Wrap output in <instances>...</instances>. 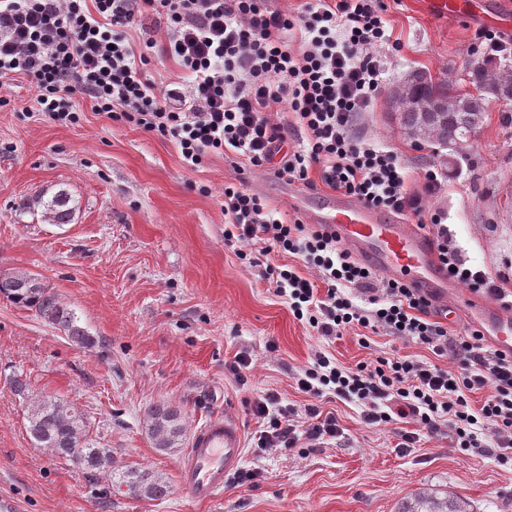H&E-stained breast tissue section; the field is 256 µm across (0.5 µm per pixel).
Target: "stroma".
Masks as SVG:
<instances>
[{"mask_svg":"<svg viewBox=\"0 0 512 512\" xmlns=\"http://www.w3.org/2000/svg\"><path fill=\"white\" fill-rule=\"evenodd\" d=\"M390 53L382 92L356 123L357 135L399 155L409 188L428 165L446 169L448 185L434 205L448 215L453 244L467 266L512 292V125L491 109L459 168L442 147L416 148L391 118L388 95L410 75L462 78L480 25L435 14L428 0H384ZM26 81L0 79V273L41 276L96 340L72 344L32 311L0 301V496L18 512H400L423 491L466 502L471 512H512V471L485 454L455 448L448 425L420 432L401 451L394 425L371 426L353 402L324 394L344 435L288 454L253 447L256 418L244 398L278 393L300 408L309 395L295 374L316 352L352 368L375 356L432 359L425 346L357 329L325 339L298 321L285 298L224 244V187L262 197L288 221L303 211L288 204V183L253 171L243 160L214 155L194 171L183 167L173 140L98 113L74 94L78 124L53 123L33 107ZM67 190L71 223L50 224L21 199ZM276 352H268V343ZM245 353V383L228 367ZM16 373L31 383L15 395ZM53 397L78 409L94 443L112 451V466L164 477L165 498L106 495L105 479L36 447L26 431L35 401ZM177 408L185 438L209 419L234 418L246 448L242 469L254 482L227 480L212 501L186 497L179 483L182 452L155 448L144 429L152 405Z\"/></svg>","mask_w":512,"mask_h":512,"instance_id":"obj_1","label":"stroma"}]
</instances>
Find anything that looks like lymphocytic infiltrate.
<instances>
[{
	"mask_svg": "<svg viewBox=\"0 0 512 512\" xmlns=\"http://www.w3.org/2000/svg\"><path fill=\"white\" fill-rule=\"evenodd\" d=\"M382 12L380 0H298L286 10L268 0H0V78L27 80L37 112L61 125L79 122L72 96L86 94L109 119L173 140L191 171L210 155H232L371 209L427 217L449 279L503 298L483 271L466 267L430 207L447 177L425 169L420 189L409 190L397 153L352 133L356 114L369 110L382 87L380 49L390 42ZM155 17L165 21L163 40L134 48L127 29ZM152 53L173 60L187 88L158 83L148 69ZM281 112L292 121L278 120ZM294 136L301 139L295 149L288 145ZM224 218V243L245 264L284 253L317 271L313 281L268 264L262 276L318 336L330 339L353 326L382 329L436 357L431 363L379 356L345 369L315 354L295 376L313 403L298 409L272 391L250 402L257 447L288 453L303 442L315 447L342 437L335 414L316 403L329 389L358 403L366 424L408 418L432 433L446 421L457 448L512 468V353L486 349L477 329L449 335L416 289L377 277L324 227L281 221L244 188L225 186ZM257 241L263 247L256 254ZM358 294L367 295L368 307L355 304ZM482 390L484 402L472 408L468 393Z\"/></svg>",
	"mask_w": 512,
	"mask_h": 512,
	"instance_id": "f902f5d3",
	"label": "lymphocytic infiltrate"
}]
</instances>
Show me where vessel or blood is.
Returning a JSON list of instances; mask_svg holds the SVG:
<instances>
[{"instance_id": "b4317fda", "label": "vessel or blood", "mask_w": 512, "mask_h": 512, "mask_svg": "<svg viewBox=\"0 0 512 512\" xmlns=\"http://www.w3.org/2000/svg\"><path fill=\"white\" fill-rule=\"evenodd\" d=\"M312 217L332 229L356 259L417 288L437 311L447 312L453 302L463 301L461 290L449 286L440 270L430 236L415 225L393 220L341 194L323 197ZM474 322L495 348L512 353V312L486 300L478 303ZM243 457L239 423L227 417L210 420L196 430L181 463L183 491L194 499H212L223 491Z\"/></svg>"}]
</instances>
